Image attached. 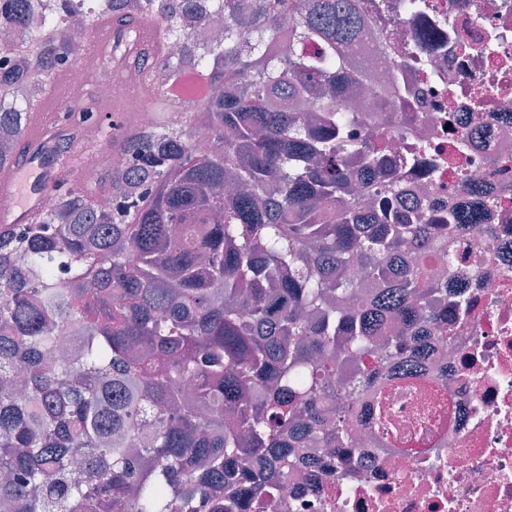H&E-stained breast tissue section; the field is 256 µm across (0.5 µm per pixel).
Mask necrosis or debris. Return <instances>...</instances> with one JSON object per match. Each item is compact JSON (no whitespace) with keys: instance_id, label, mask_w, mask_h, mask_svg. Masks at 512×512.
Segmentation results:
<instances>
[{"instance_id":"obj_1","label":"necrosis or debris","mask_w":512,"mask_h":512,"mask_svg":"<svg viewBox=\"0 0 512 512\" xmlns=\"http://www.w3.org/2000/svg\"><path fill=\"white\" fill-rule=\"evenodd\" d=\"M378 28L365 33L369 67L400 57L407 106L415 119L391 139L386 176L410 194L418 214L453 199L479 211L485 236L466 235L455 248L466 264L440 262L460 275L469 300L453 321V349L439 376L425 380L429 416L418 425V392L392 385L383 404L393 432L376 420L362 391L351 394L359 436L345 476L316 441L301 454L322 466L324 480L289 486L274 512H512V0H422L408 13L390 0ZM438 30L432 47L416 34ZM479 179L485 196L462 199L463 176Z\"/></svg>"}]
</instances>
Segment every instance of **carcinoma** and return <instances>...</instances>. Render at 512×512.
Returning <instances> with one entry per match:
<instances>
[{
  "label": "carcinoma",
  "mask_w": 512,
  "mask_h": 512,
  "mask_svg": "<svg viewBox=\"0 0 512 512\" xmlns=\"http://www.w3.org/2000/svg\"><path fill=\"white\" fill-rule=\"evenodd\" d=\"M38 2L0 0V39L56 28L42 56L0 60V165L31 105L6 88L29 77L34 98L79 60ZM68 2L90 29L112 19L121 42L150 29L161 80L146 90L200 68L212 93L170 100L179 125L157 109L110 136L108 203L61 188L37 223L0 229V512L270 509L306 469V438L346 465L345 381L371 380L369 356L389 370L376 399L452 344L445 311L464 315L463 296L422 261L466 260L456 235L485 225L454 208L417 222L385 179V145L370 144L373 127L396 134L413 116L348 106L357 91L407 95L403 61L364 73L373 0H98L88 14Z\"/></svg>",
  "instance_id": "1"
}]
</instances>
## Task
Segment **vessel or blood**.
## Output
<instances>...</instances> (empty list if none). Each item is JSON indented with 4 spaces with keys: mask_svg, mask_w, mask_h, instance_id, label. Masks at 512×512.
I'll list each match as a JSON object with an SVG mask.
<instances>
[{
    "mask_svg": "<svg viewBox=\"0 0 512 512\" xmlns=\"http://www.w3.org/2000/svg\"><path fill=\"white\" fill-rule=\"evenodd\" d=\"M58 104V97L53 95L46 108ZM46 108L30 113L18 157L0 168V197L12 202L8 210L0 212L2 228L34 222L44 197L68 180L67 169L57 160L59 138L44 120Z\"/></svg>",
    "mask_w": 512,
    "mask_h": 512,
    "instance_id": "1",
    "label": "vessel or blood"
}]
</instances>
